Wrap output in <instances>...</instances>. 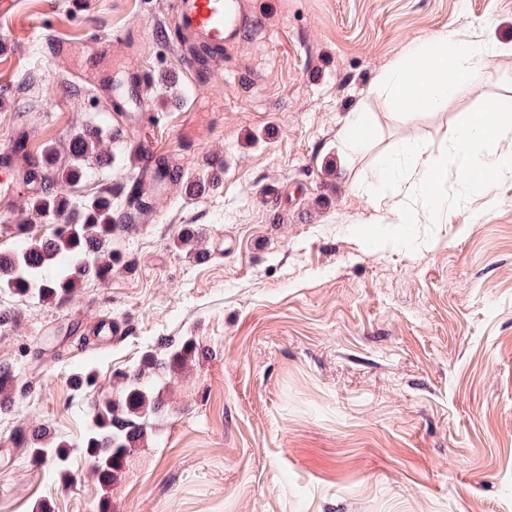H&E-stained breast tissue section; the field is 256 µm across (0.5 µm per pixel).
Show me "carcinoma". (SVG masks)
Instances as JSON below:
<instances>
[{
    "label": "carcinoma",
    "mask_w": 512,
    "mask_h": 512,
    "mask_svg": "<svg viewBox=\"0 0 512 512\" xmlns=\"http://www.w3.org/2000/svg\"><path fill=\"white\" fill-rule=\"evenodd\" d=\"M106 131L81 130L70 138L66 163H58L53 149H45L29 164L23 174L26 180L43 184L40 194L28 199L27 216L17 224L4 228L15 238L14 247L0 250V294L40 302H61L89 280L107 281L124 266L122 252L116 244L124 237L122 222L129 215L119 213V199L137 216L153 209L152 197L141 180L128 176L117 186L100 187L83 201L71 200L65 189L85 180L93 165H112L113 156L99 150ZM46 231H35V225L46 224ZM176 247L207 255L198 247V231L194 224L179 230ZM197 342L190 336L168 339L156 349L146 350L137 365L117 369L112 374L115 396L95 400L93 414L82 440L85 455L93 463V473L102 496H108L127 459L148 439V420L160 413L165 384L161 374L185 370L196 361ZM79 392L95 389V370L84 367L72 377ZM65 441L49 445L30 443L31 455L51 463L62 476L69 474Z\"/></svg>",
    "instance_id": "1"
}]
</instances>
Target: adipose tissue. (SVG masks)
Listing matches in <instances>:
<instances>
[{"mask_svg":"<svg viewBox=\"0 0 512 512\" xmlns=\"http://www.w3.org/2000/svg\"><path fill=\"white\" fill-rule=\"evenodd\" d=\"M504 55H512V42L490 32L464 41L445 31L408 43L383 70L386 101L398 105L404 119L444 111L449 101L477 93L484 104L444 128L443 150L409 142L375 169L367 188L368 223L444 224L473 196L491 195L512 179V99L488 92L496 82L494 62ZM452 170L459 184L453 195L447 189Z\"/></svg>","mask_w":512,"mask_h":512,"instance_id":"1","label":"adipose tissue"}]
</instances>
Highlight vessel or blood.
Listing matches in <instances>:
<instances>
[{"label":"vessel or blood","instance_id":"obj_1","mask_svg":"<svg viewBox=\"0 0 512 512\" xmlns=\"http://www.w3.org/2000/svg\"><path fill=\"white\" fill-rule=\"evenodd\" d=\"M255 24L248 0H183L180 19L183 44L179 51L182 72L196 80L209 77L225 45L243 42ZM134 151L141 164L142 182L155 185V149L142 141L135 145Z\"/></svg>","mask_w":512,"mask_h":512}]
</instances>
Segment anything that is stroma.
Here are the masks:
<instances>
[{
    "instance_id": "stroma-1",
    "label": "stroma",
    "mask_w": 512,
    "mask_h": 512,
    "mask_svg": "<svg viewBox=\"0 0 512 512\" xmlns=\"http://www.w3.org/2000/svg\"><path fill=\"white\" fill-rule=\"evenodd\" d=\"M14 0L0 12V162L17 170L20 130L64 150L113 125L118 97L152 72L127 140L154 144L184 174L220 185L156 197L125 236L124 266L59 304L0 294V365L17 380L0 411V512H100L81 441L92 397L70 378L112 372L164 338L202 354L166 379V407L109 493L116 512H512V181L447 224L411 225L409 247L379 253L361 188L400 142L438 150L443 128L479 99L406 122L377 88L400 47L483 23L512 41V0H256L258 30L224 49L207 82L180 70L175 0ZM57 35L44 48L42 29ZM370 144L344 149L349 112ZM127 141L74 198L130 173ZM478 222H471V214ZM197 225L200 261L173 241ZM119 324L100 346L91 321ZM70 444L72 483L15 440Z\"/></svg>"
}]
</instances>
